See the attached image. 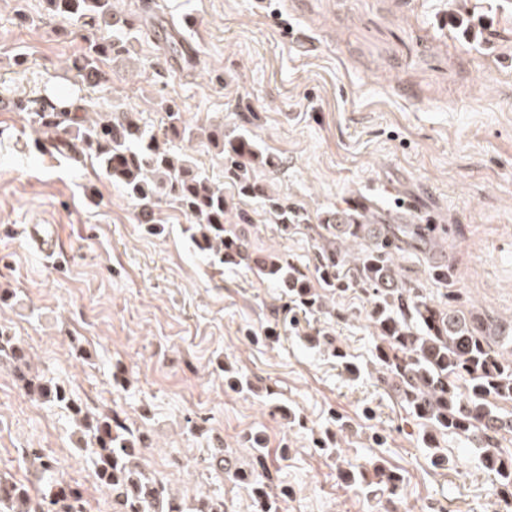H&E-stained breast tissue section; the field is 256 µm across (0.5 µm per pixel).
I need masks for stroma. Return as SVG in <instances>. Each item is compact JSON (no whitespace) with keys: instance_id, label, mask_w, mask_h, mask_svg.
I'll list each match as a JSON object with an SVG mask.
<instances>
[{"instance_id":"1","label":"stroma","mask_w":512,"mask_h":512,"mask_svg":"<svg viewBox=\"0 0 512 512\" xmlns=\"http://www.w3.org/2000/svg\"><path fill=\"white\" fill-rule=\"evenodd\" d=\"M140 37L106 60L109 80L80 88L73 62L95 31L70 29L45 0H0V324L33 368L64 382L93 413L118 414L151 442L144 464L185 499L221 494L254 512L246 486L202 469L216 443L236 465L267 453L280 512H387L386 496L340 479L337 461L404 477L401 512H500L506 494L475 441L426 428L399 386L374 369L371 295L343 271L336 315L315 319L287 289L259 278L256 259L288 256L314 275L323 228H282L259 197H239L248 255L213 266L191 239L193 220L137 201L61 134L32 130L21 103L83 97L132 111L155 129L175 106L198 131L174 154L215 183L224 157L208 132L245 133L269 165L267 191L317 214L358 199L433 220L455 300L427 261L402 243L406 280L450 308L512 323V0H113ZM307 46L295 50L287 30ZM55 224L69 258L42 259L18 233ZM331 345L315 344L316 331ZM352 361L359 373L348 372ZM125 386L112 382L114 367ZM70 411L30 397L0 360V477L37 491L32 449L78 486L85 512H113Z\"/></svg>"}]
</instances>
